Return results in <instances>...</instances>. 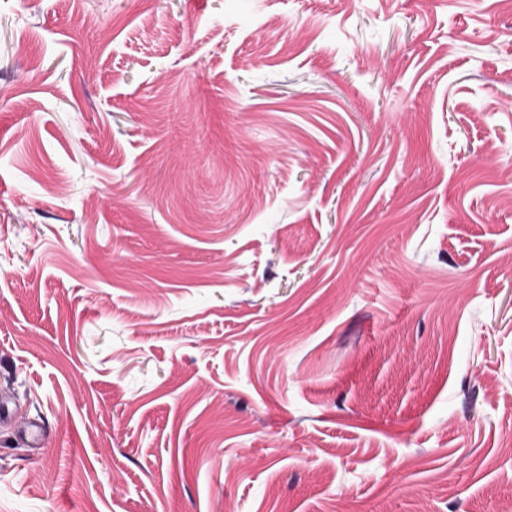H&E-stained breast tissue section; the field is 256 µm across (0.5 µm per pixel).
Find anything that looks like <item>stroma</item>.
Segmentation results:
<instances>
[{"label": "stroma", "instance_id": "stroma-1", "mask_svg": "<svg viewBox=\"0 0 512 512\" xmlns=\"http://www.w3.org/2000/svg\"><path fill=\"white\" fill-rule=\"evenodd\" d=\"M0 512L512 502V0H0Z\"/></svg>", "mask_w": 512, "mask_h": 512}]
</instances>
